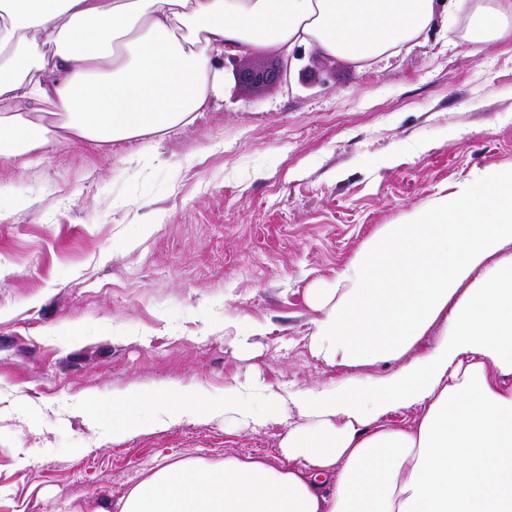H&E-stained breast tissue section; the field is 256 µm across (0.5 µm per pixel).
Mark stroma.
Here are the masks:
<instances>
[{
  "mask_svg": "<svg viewBox=\"0 0 512 512\" xmlns=\"http://www.w3.org/2000/svg\"><path fill=\"white\" fill-rule=\"evenodd\" d=\"M476 0L391 53L304 47L287 80L243 87L193 123L101 146L0 155V512L119 499L156 465L282 460L287 421L202 414L114 438L131 392L317 397L400 371L309 348L318 304L370 240L435 197L512 166V38L470 39ZM151 224L142 235V224ZM247 352H239V341Z\"/></svg>",
  "mask_w": 512,
  "mask_h": 512,
  "instance_id": "1",
  "label": "stroma"
}]
</instances>
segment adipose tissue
<instances>
[{"mask_svg": "<svg viewBox=\"0 0 512 512\" xmlns=\"http://www.w3.org/2000/svg\"><path fill=\"white\" fill-rule=\"evenodd\" d=\"M511 15L512 2L477 6L470 31L511 36ZM438 16L437 0H0V150L48 148L50 106L93 143L163 133L220 96L225 53L314 43L360 62ZM394 237L391 287L358 262L337 274L313 356L398 359L440 320L449 337L363 393L268 396L266 418L303 419L281 465H160L84 512H512V167L435 198ZM401 408L414 417L385 423Z\"/></svg>", "mask_w": 512, "mask_h": 512, "instance_id": "obj_1", "label": "adipose tissue"}]
</instances>
